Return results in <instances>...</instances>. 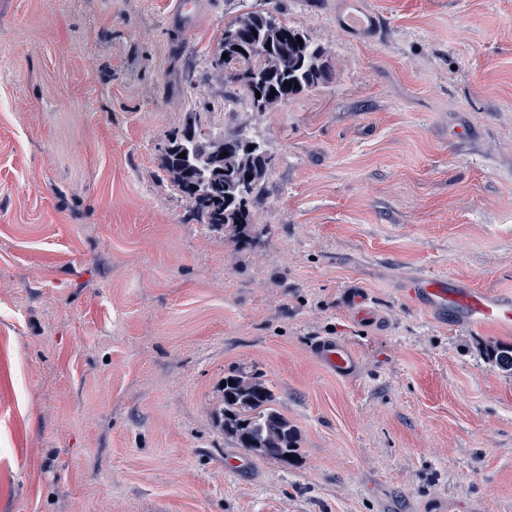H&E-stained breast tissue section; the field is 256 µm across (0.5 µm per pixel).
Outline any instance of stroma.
Masks as SVG:
<instances>
[{
	"instance_id": "1",
	"label": "stroma",
	"mask_w": 512,
	"mask_h": 512,
	"mask_svg": "<svg viewBox=\"0 0 512 512\" xmlns=\"http://www.w3.org/2000/svg\"><path fill=\"white\" fill-rule=\"evenodd\" d=\"M177 2L0 0V512H512V331L405 293H512V0H199L187 31ZM255 10L330 66L270 112L213 74ZM191 112L270 159L247 239L161 168ZM233 370L289 462L217 429ZM316 356L323 365L340 377H348L356 371L357 355L345 342L332 339L322 341L316 348Z\"/></svg>"
}]
</instances>
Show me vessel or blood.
Wrapping results in <instances>:
<instances>
[{"label": "vessel or blood", "mask_w": 512, "mask_h": 512, "mask_svg": "<svg viewBox=\"0 0 512 512\" xmlns=\"http://www.w3.org/2000/svg\"><path fill=\"white\" fill-rule=\"evenodd\" d=\"M421 293L425 303L439 313L460 310L469 325H493L501 329L512 328V295L493 297L469 289L450 288L446 281L437 278L419 280L411 287ZM316 356L330 371L341 377L352 375L358 363L354 350L345 342L325 340L318 344Z\"/></svg>", "instance_id": "vessel-or-blood-1"}]
</instances>
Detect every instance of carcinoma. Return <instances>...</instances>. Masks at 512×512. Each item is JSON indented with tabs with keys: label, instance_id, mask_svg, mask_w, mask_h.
<instances>
[{
	"label": "carcinoma",
	"instance_id": "cac0c4a2",
	"mask_svg": "<svg viewBox=\"0 0 512 512\" xmlns=\"http://www.w3.org/2000/svg\"><path fill=\"white\" fill-rule=\"evenodd\" d=\"M220 48L227 57L219 56L212 63L215 74L237 81L259 112L287 104L317 87L327 75L322 50L270 11H251L225 26ZM250 145L249 140L204 132L195 114L188 116L180 135L168 140L162 168L187 199L192 220L215 232L226 227L241 233L250 229L247 202L260 192L269 166L261 146L252 149ZM182 152L183 158L179 157ZM487 357L499 369L512 372V346L494 345ZM224 381L215 416L224 435L239 448L284 463L295 456L297 429L276 409L273 386L235 371L225 375Z\"/></svg>",
	"mask_w": 512,
	"mask_h": 512
}]
</instances>
